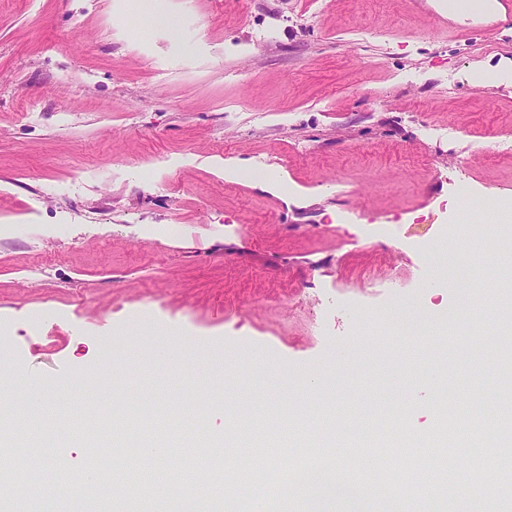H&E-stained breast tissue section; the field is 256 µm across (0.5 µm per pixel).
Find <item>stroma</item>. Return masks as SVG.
<instances>
[{
	"mask_svg": "<svg viewBox=\"0 0 512 512\" xmlns=\"http://www.w3.org/2000/svg\"><path fill=\"white\" fill-rule=\"evenodd\" d=\"M448 2L0 0V393L22 372L43 396L49 465L88 464L78 430L101 387L137 421L109 436L77 503L122 472L180 478L190 446L223 443L233 404L259 419L244 457L277 443L276 470L359 438L428 398L397 369L423 342L475 447L486 419L468 406L496 390L464 353L455 291L428 293L431 249L463 183L512 225V16ZM372 275L398 277L394 297L370 296ZM400 305L447 326L389 333ZM130 330L151 344L106 350ZM186 341L205 363L180 371L212 391L189 415L175 375L150 365ZM352 345L362 360L338 389L273 390L268 368L293 379ZM240 372L242 393L225 385ZM157 441L168 459L128 472Z\"/></svg>",
	"mask_w": 512,
	"mask_h": 512,
	"instance_id": "35a3bbf8",
	"label": "stroma"
}]
</instances>
